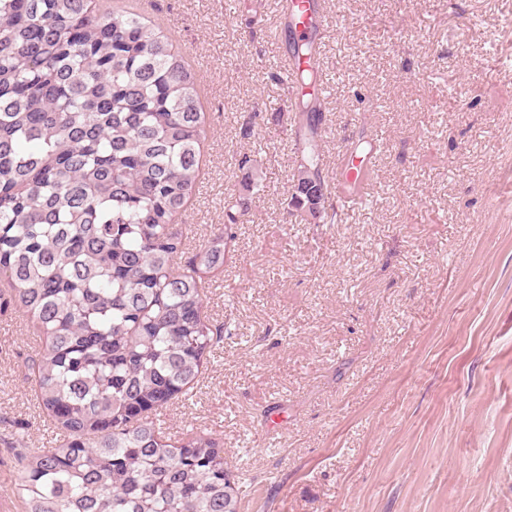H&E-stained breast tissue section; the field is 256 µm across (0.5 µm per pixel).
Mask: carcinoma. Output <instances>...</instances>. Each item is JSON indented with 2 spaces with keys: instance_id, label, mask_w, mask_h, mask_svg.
I'll list each match as a JSON object with an SVG mask.
<instances>
[{
  "instance_id": "cac0c4a2",
  "label": "carcinoma",
  "mask_w": 512,
  "mask_h": 512,
  "mask_svg": "<svg viewBox=\"0 0 512 512\" xmlns=\"http://www.w3.org/2000/svg\"><path fill=\"white\" fill-rule=\"evenodd\" d=\"M313 42L288 37L293 57ZM294 84L298 187L323 189L315 222L337 223L319 142L315 68ZM205 116L195 75L136 13L92 0H0V312L20 306L41 347L28 360L61 444L21 461L27 512H238L241 486L207 434L174 445L158 411L186 398L224 337L204 288L224 272L246 197L178 265Z\"/></svg>"
}]
</instances>
